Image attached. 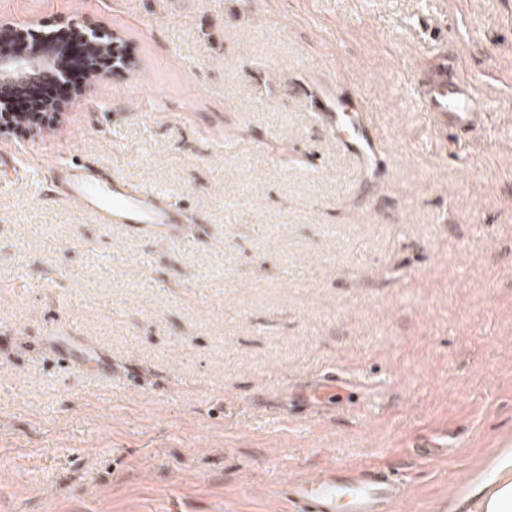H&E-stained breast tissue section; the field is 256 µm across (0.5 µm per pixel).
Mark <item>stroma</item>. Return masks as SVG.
Here are the masks:
<instances>
[{
	"mask_svg": "<svg viewBox=\"0 0 512 512\" xmlns=\"http://www.w3.org/2000/svg\"><path fill=\"white\" fill-rule=\"evenodd\" d=\"M118 32L135 71L57 130L0 139V512H286V480L404 467L445 512L512 449V0H0ZM455 57L487 100L454 141L411 93ZM337 85L383 131L362 178L319 116ZM164 191L185 237L98 224L62 165ZM112 372L62 365L54 337ZM348 401L297 413L323 372Z\"/></svg>",
	"mask_w": 512,
	"mask_h": 512,
	"instance_id": "obj_1",
	"label": "stroma"
}]
</instances>
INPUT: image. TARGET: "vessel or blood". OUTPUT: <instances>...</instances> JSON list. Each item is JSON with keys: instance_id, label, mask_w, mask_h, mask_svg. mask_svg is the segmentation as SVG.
<instances>
[{"instance_id": "vessel-or-blood-1", "label": "vessel or blood", "mask_w": 512, "mask_h": 512, "mask_svg": "<svg viewBox=\"0 0 512 512\" xmlns=\"http://www.w3.org/2000/svg\"><path fill=\"white\" fill-rule=\"evenodd\" d=\"M414 98L431 124L455 137L473 135L483 126L486 103L477 87L454 65L440 63L415 83ZM322 119L341 137L364 177L375 176L381 162L380 131L368 115L347 112L341 98L326 94ZM64 197L100 224H124L137 233L172 239L185 234L184 209L166 194L103 178L86 164H70L62 176ZM64 363L102 365L104 357L90 347H75L70 337L56 339ZM406 487L398 475L377 466L355 469L341 465L293 480L282 494L293 512H393Z\"/></svg>"}]
</instances>
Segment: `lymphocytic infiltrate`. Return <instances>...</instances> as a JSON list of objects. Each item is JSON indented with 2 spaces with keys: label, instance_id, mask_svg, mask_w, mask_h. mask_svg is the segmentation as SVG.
Here are the masks:
<instances>
[{
  "label": "lymphocytic infiltrate",
  "instance_id": "1",
  "mask_svg": "<svg viewBox=\"0 0 512 512\" xmlns=\"http://www.w3.org/2000/svg\"><path fill=\"white\" fill-rule=\"evenodd\" d=\"M99 49H91L80 25L53 26L50 33L20 27L12 31L9 46L19 55L57 59L65 77L49 74L38 84L0 87V123L14 136L53 130L58 106L76 96L99 71L112 70L116 49L111 34L99 33Z\"/></svg>",
  "mask_w": 512,
  "mask_h": 512
}]
</instances>
